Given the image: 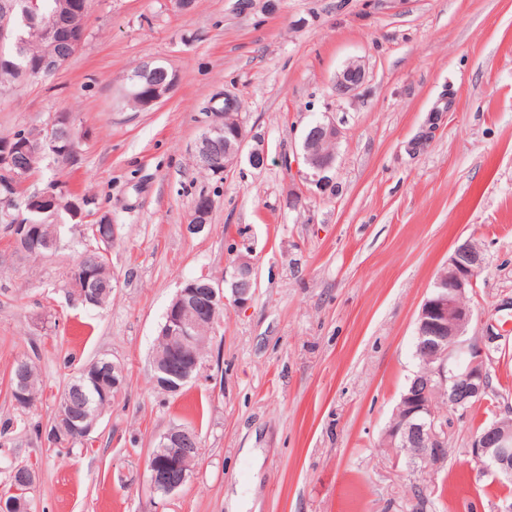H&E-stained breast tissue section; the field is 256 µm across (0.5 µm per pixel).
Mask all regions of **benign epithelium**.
Wrapping results in <instances>:
<instances>
[{"mask_svg": "<svg viewBox=\"0 0 512 512\" xmlns=\"http://www.w3.org/2000/svg\"><path fill=\"white\" fill-rule=\"evenodd\" d=\"M40 43L41 53L36 58L35 68L49 76L65 67L85 38L84 26L75 27L56 14L45 18L38 0H27L22 9H17L16 0H0V41L17 40L21 44L26 38ZM365 80V70L358 63H349L337 74L335 91L338 96L355 92ZM176 85V75L154 83L147 92L138 85L129 83L125 95L144 101V108L167 98ZM238 99L224 93V111L211 112V122L195 145V157L207 160L215 174H222L237 164L242 154L254 170H262L268 161V152L261 139L245 149L248 136L239 118ZM48 136L42 141H20L0 148V173L7 176L4 189L0 190V211H17L11 240L14 246L28 252L27 242L39 238L42 254L54 251L59 243L56 237H40L43 222L39 216L56 214L60 196L52 191L21 195L24 183L31 170L19 162L22 155L41 153L57 158L73 155L70 143L73 132L71 117L66 113L57 116L47 128ZM340 130L333 122H318L306 130L303 136L304 163L315 172L316 185L328 182L334 154L318 150L322 142L334 143ZM213 209L212 198H200L193 204V216L186 230L190 234L205 232L210 226ZM484 258L471 247L469 241L458 244L448 264L447 275L438 279L424 299L417 317L416 348L428 354V369L423 376L415 377L409 392L400 398L397 409L403 416L386 433L390 446L419 449L422 463L430 466L441 464L447 448V411L466 413L484 399L488 392V370L486 359L488 345L496 336L486 331L483 336H466V328L473 318V310L467 304V295L473 288L477 272ZM82 264L71 267L68 273L69 288L85 305L95 304L92 296L98 294L104 270L80 271ZM254 267L251 260L238 255L233 263L230 278L224 283L202 274L186 281L169 304L160 326L159 340L165 350L154 353L152 360L153 379L164 384L170 391H178L191 381L200 378L203 355L196 347V333L207 324L216 330L217 311L226 301L225 291H230L233 301L244 306L254 294ZM94 369L102 375L112 376V395H117L124 381V367L107 359L94 361ZM436 385L447 390L448 410L435 407L430 392ZM100 416L78 413L72 403L65 404L56 420V433L68 432L86 437L97 425ZM196 447L195 435L182 427H174L160 437L156 449L151 453L146 477L150 490L162 498L174 495L187 479L185 461L188 450ZM475 460L499 480L512 481V424L504 426L499 421L480 425L475 431L472 444ZM37 479V470L22 466L20 478L10 489L0 494V512H29L32 492Z\"/></svg>", "mask_w": 512, "mask_h": 512, "instance_id": "7a95c632", "label": "benign epithelium"}]
</instances>
